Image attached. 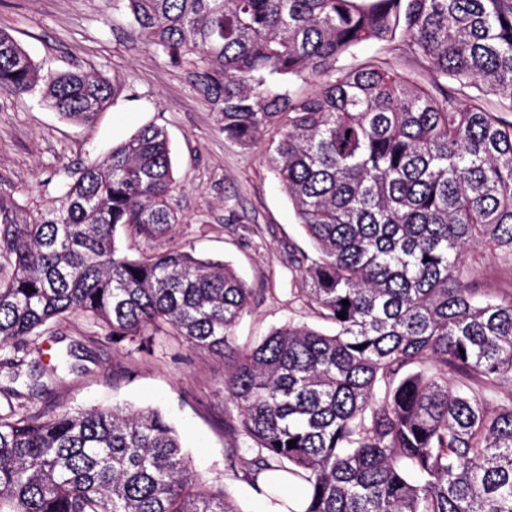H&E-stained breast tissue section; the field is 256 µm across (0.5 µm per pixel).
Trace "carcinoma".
Instances as JSON below:
<instances>
[{
	"mask_svg": "<svg viewBox=\"0 0 512 512\" xmlns=\"http://www.w3.org/2000/svg\"><path fill=\"white\" fill-rule=\"evenodd\" d=\"M134 30L193 81L224 136L248 146L285 120L271 162L316 256L295 292L330 324L292 321L234 353L227 449L287 512H512V294L478 286L482 251L512 260V0H119ZM403 36L437 80L338 65ZM315 91L293 95L287 79ZM40 92L92 122L109 83L43 71L0 28V94ZM164 128L150 123L24 215L0 195V347L20 354L69 314L142 348L172 334L230 348L251 289L228 264L180 248L132 259L179 223ZM349 301L345 306L342 301ZM344 318H339V315ZM363 349H357V346ZM294 440V447L288 441ZM300 494L288 501L279 484ZM0 512H241L202 480L152 408L0 411Z\"/></svg>",
	"mask_w": 512,
	"mask_h": 512,
	"instance_id": "obj_1",
	"label": "carcinoma"
}]
</instances>
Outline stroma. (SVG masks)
<instances>
[{
  "label": "stroma",
  "mask_w": 512,
  "mask_h": 512,
  "mask_svg": "<svg viewBox=\"0 0 512 512\" xmlns=\"http://www.w3.org/2000/svg\"><path fill=\"white\" fill-rule=\"evenodd\" d=\"M46 67L74 68L108 79L114 96L96 122L75 124L47 109L36 95H0V194L35 215L60 207L64 182L142 125L166 129L174 153L181 218L167 236L147 240L119 233L121 250L136 258L179 247L232 265L253 290L250 311L233 329L232 344L254 346L287 321L324 327L305 301L292 296L302 279L296 258L313 247L282 191L268 146L281 129L269 127L251 145L227 139L216 114L195 90L192 60L172 64L140 37L116 0H0V28ZM345 64L372 62L423 86L435 76L403 38L370 41ZM30 358L55 369L47 391L29 399L36 410L109 407L160 409L176 428L203 479L223 478L241 512H266L268 503L227 466L234 439L224 421L227 354L194 349L171 336L147 350L113 342L92 319L71 315L41 330Z\"/></svg>",
  "instance_id": "1"
}]
</instances>
